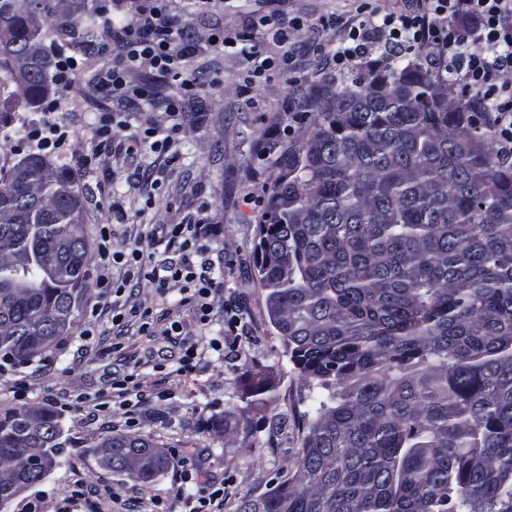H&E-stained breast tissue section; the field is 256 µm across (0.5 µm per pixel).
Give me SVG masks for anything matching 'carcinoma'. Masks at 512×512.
<instances>
[{
  "label": "carcinoma",
  "mask_w": 512,
  "mask_h": 512,
  "mask_svg": "<svg viewBox=\"0 0 512 512\" xmlns=\"http://www.w3.org/2000/svg\"><path fill=\"white\" fill-rule=\"evenodd\" d=\"M112 21L63 0H0V69L32 68L21 103L0 94V135L40 112L57 50L104 45ZM313 132L276 159L256 245L274 325L304 380L301 448L285 479L236 512H512V164L450 72L422 59L309 87ZM28 165L17 183L14 169ZM73 173L28 153L0 165V360L49 347V320L83 278L90 245L67 263L56 241L83 224ZM57 262L46 281L44 265ZM44 440L28 445L30 423ZM54 411L0 416V512L19 481H44L28 455L60 465ZM149 438L110 434L104 469L146 485L168 466Z\"/></svg>",
  "instance_id": "obj_1"
}]
</instances>
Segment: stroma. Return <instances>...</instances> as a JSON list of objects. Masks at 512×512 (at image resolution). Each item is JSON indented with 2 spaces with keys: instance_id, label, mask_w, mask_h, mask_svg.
Instances as JSON below:
<instances>
[{
  "instance_id": "stroma-1",
  "label": "stroma",
  "mask_w": 512,
  "mask_h": 512,
  "mask_svg": "<svg viewBox=\"0 0 512 512\" xmlns=\"http://www.w3.org/2000/svg\"><path fill=\"white\" fill-rule=\"evenodd\" d=\"M415 0H171L172 14L189 19L185 73L197 84L176 118L166 113L180 92L171 77L149 64L134 65L128 79L151 95L135 99L99 81L112 52L86 55L82 67L56 93L55 119L69 136L47 149L57 166L74 172L84 202L90 244L98 227H112V249L140 250L144 276L123 281L118 294L102 295L101 267L89 253L75 293L74 322L59 349L44 360L0 368V415L42 406L61 424L68 459L16 498L9 512H236L239 498L275 486L298 452L294 409L302 377L286 341L267 311V290L255 267V247L266 209L262 186L271 179L272 149L297 143L300 126L288 102L290 78L333 76L336 54L350 28L382 25ZM223 31L225 46L212 33ZM290 68H282L283 58ZM111 113L112 146L99 148L93 129ZM172 131L167 149L134 144L144 127ZM88 165H79L82 157ZM219 234L207 257L221 282L212 314L200 322L179 288L156 278L179 255L168 247L165 224L198 218ZM235 311V331L225 326ZM179 335H170V325ZM194 348L192 368L183 354ZM132 379L138 397L121 401L113 383ZM239 431L224 435V418ZM151 437L170 465L147 486L101 468L95 450L107 434ZM81 498H71L72 489Z\"/></svg>"
}]
</instances>
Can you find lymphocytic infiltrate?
<instances>
[{
	"instance_id": "lymphocytic-infiltrate-1",
	"label": "lymphocytic infiltrate",
	"mask_w": 512,
	"mask_h": 512,
	"mask_svg": "<svg viewBox=\"0 0 512 512\" xmlns=\"http://www.w3.org/2000/svg\"><path fill=\"white\" fill-rule=\"evenodd\" d=\"M168 2L150 0L144 16L116 36L118 57L102 75L114 92L130 98L144 96L143 87L127 79L129 67L141 60L160 73L175 75L183 54L175 49L180 26ZM350 39L351 46L336 58L341 72L360 65L381 71L397 55L423 51L431 55L433 65H449L474 104L494 101L489 123L501 143L502 156L512 159V85L501 79L503 73L512 72V0H425L421 7L386 20L383 29L359 25L351 30ZM469 42L490 45L491 50H466ZM162 233L181 254L180 261L168 268V281L197 300L201 319H208L216 283L197 273L192 258L214 242L216 227L200 220L163 225Z\"/></svg>"
}]
</instances>
